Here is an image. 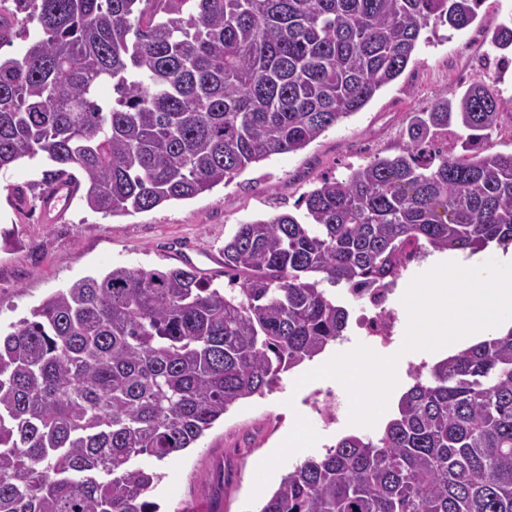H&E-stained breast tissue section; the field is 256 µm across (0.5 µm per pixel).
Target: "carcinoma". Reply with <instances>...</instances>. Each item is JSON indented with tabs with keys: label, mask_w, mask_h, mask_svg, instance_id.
<instances>
[{
	"label": "carcinoma",
	"mask_w": 512,
	"mask_h": 512,
	"mask_svg": "<svg viewBox=\"0 0 512 512\" xmlns=\"http://www.w3.org/2000/svg\"><path fill=\"white\" fill-rule=\"evenodd\" d=\"M481 0H12L0 14V169L116 215L193 198L304 149L398 78L421 32ZM112 84L103 107L98 89ZM474 83L414 112L401 154L239 224L228 288L115 267L0 335V512H160L136 467L194 446L234 405L344 336L322 284L382 288L422 254L512 243V154ZM456 127L462 152L435 148ZM259 512H512V328L418 372L374 436L284 475Z\"/></svg>",
	"instance_id": "1"
}]
</instances>
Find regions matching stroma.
I'll use <instances>...</instances> for the list:
<instances>
[{"label":"stroma","mask_w":512,"mask_h":512,"mask_svg":"<svg viewBox=\"0 0 512 512\" xmlns=\"http://www.w3.org/2000/svg\"><path fill=\"white\" fill-rule=\"evenodd\" d=\"M502 24L512 27V0H483L468 28L439 27L418 43L395 81L304 150L252 165L189 200L113 217L75 199L46 209L28 191L41 180L45 161L23 159L0 170V330L9 331L59 289L116 266H191L214 286H226L222 250L237 224L296 213L303 194L321 178H340L376 158L398 155L408 142L411 113L431 111L471 84H484L499 99L504 121L490 142L494 151L511 154L512 67H497L496 61L512 59V48L498 49L493 41ZM301 373L297 367L282 374L272 393L237 404L195 447L160 462L165 477L153 499L163 512H211L216 503L223 512H259L300 458L322 456L339 438L356 433L349 424L323 429L308 413L306 397L331 382L299 387ZM297 417L312 433L311 446L298 455L276 454L283 430Z\"/></svg>","instance_id":"stroma-1"}]
</instances>
